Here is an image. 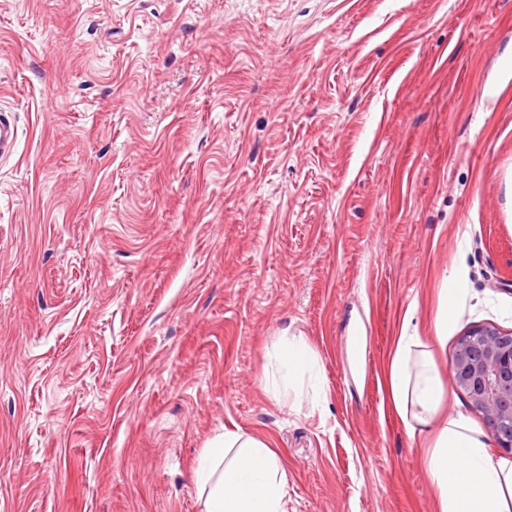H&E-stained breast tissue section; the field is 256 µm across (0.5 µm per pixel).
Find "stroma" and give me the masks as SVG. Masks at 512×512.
Listing matches in <instances>:
<instances>
[{
	"mask_svg": "<svg viewBox=\"0 0 512 512\" xmlns=\"http://www.w3.org/2000/svg\"><path fill=\"white\" fill-rule=\"evenodd\" d=\"M2 113L0 512H201L228 428L437 512L386 369L459 269L440 371L512 330V0H0ZM18 131L16 125L0 114V159L11 158L17 152ZM278 356L284 371V378H288V381L296 375L313 373L314 358L307 345L288 344V347L278 352Z\"/></svg>",
	"mask_w": 512,
	"mask_h": 512,
	"instance_id": "obj_1",
	"label": "stroma"
}]
</instances>
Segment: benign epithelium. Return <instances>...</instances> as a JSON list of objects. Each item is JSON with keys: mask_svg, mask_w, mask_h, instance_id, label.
Here are the masks:
<instances>
[{"mask_svg": "<svg viewBox=\"0 0 512 512\" xmlns=\"http://www.w3.org/2000/svg\"><path fill=\"white\" fill-rule=\"evenodd\" d=\"M449 379L492 424L496 446L512 454V331L479 326L465 332L457 340Z\"/></svg>", "mask_w": 512, "mask_h": 512, "instance_id": "obj_1", "label": "benign epithelium"}]
</instances>
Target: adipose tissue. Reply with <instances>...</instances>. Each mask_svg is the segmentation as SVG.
Returning <instances> with one entry per match:
<instances>
[{
    "label": "adipose tissue",
    "mask_w": 512,
    "mask_h": 512,
    "mask_svg": "<svg viewBox=\"0 0 512 512\" xmlns=\"http://www.w3.org/2000/svg\"><path fill=\"white\" fill-rule=\"evenodd\" d=\"M465 298L459 282L443 289L432 344L404 318L387 371V395L411 437L426 443V472L440 512H512V461L492 455L486 434L460 411L443 413L447 387L432 346L444 344ZM287 472L260 439L225 431L201 468V512H287Z\"/></svg>",
    "instance_id": "adipose-tissue-1"
}]
</instances>
